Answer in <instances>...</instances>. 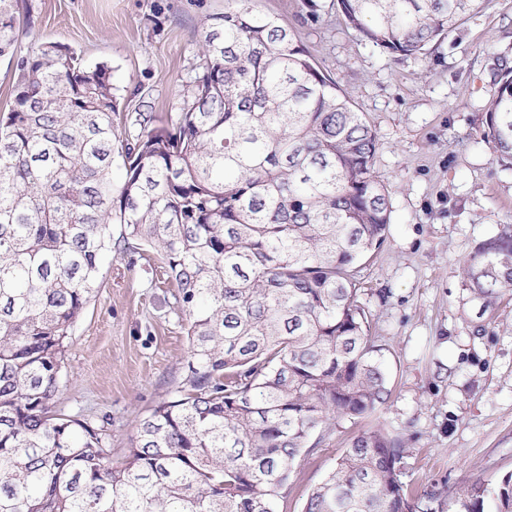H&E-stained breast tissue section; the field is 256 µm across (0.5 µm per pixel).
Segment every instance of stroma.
I'll list each match as a JSON object with an SVG mask.
<instances>
[{
	"label": "stroma",
	"mask_w": 512,
	"mask_h": 512,
	"mask_svg": "<svg viewBox=\"0 0 512 512\" xmlns=\"http://www.w3.org/2000/svg\"><path fill=\"white\" fill-rule=\"evenodd\" d=\"M251 0L288 25L319 70L377 133L374 172L390 193L389 232L362 270L389 396L375 412L337 420L293 465L279 512H302L309 490L351 438L380 428L407 448L398 479L418 497L493 483L512 473V299L484 309L462 264L512 224V165L484 137L496 73L512 67V0H487L427 55L398 56L362 41L331 0ZM19 39L0 58V113L15 99L16 62L54 42L112 70L121 137L176 117L203 71L200 44L229 0H19ZM173 291L145 259L114 256L76 322L58 413L109 418L110 457L124 460L137 420L184 377L188 340Z\"/></svg>",
	"instance_id": "35a3bbf8"
}]
</instances>
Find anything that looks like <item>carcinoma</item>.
<instances>
[{
  "mask_svg": "<svg viewBox=\"0 0 512 512\" xmlns=\"http://www.w3.org/2000/svg\"><path fill=\"white\" fill-rule=\"evenodd\" d=\"M234 2L201 43L191 106L133 142L107 66L52 42L20 63L0 115V512H278L315 433L388 397L360 300L390 221L376 132L279 18ZM336 2L362 40L421 56L483 0ZM18 34L0 0V57ZM497 82L485 138L512 163V68ZM147 249L185 315L186 375L114 465L107 419L52 408L103 267ZM463 274L486 309L512 290V224ZM406 452L382 429L355 435L303 512H429L397 478ZM447 495L457 512H512V473Z\"/></svg>",
  "mask_w": 512,
  "mask_h": 512,
  "instance_id": "obj_1",
  "label": "carcinoma"
}]
</instances>
